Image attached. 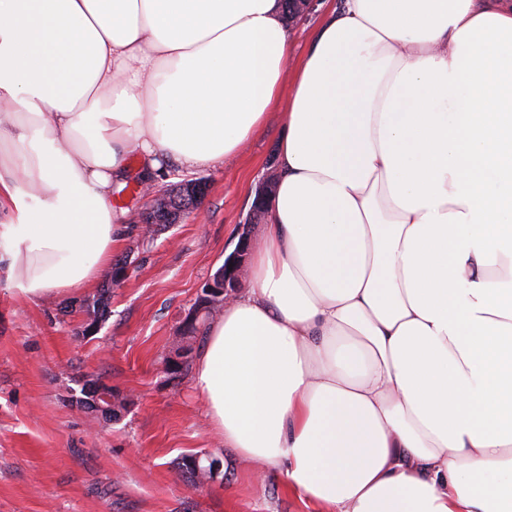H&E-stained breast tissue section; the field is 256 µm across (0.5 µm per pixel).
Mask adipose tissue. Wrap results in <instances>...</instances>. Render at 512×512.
I'll return each mask as SVG.
<instances>
[{
  "label": "adipose tissue",
  "mask_w": 512,
  "mask_h": 512,
  "mask_svg": "<svg viewBox=\"0 0 512 512\" xmlns=\"http://www.w3.org/2000/svg\"><path fill=\"white\" fill-rule=\"evenodd\" d=\"M0 0V289L77 294L112 205L235 158L285 102L248 286L196 386L326 512H512V0ZM290 18L285 9V18L288 24L303 17L309 8L310 0H289ZM341 0H312L310 8L305 17L291 25L292 31V53L289 58V69H291L309 48L314 32L326 15L333 8L338 7Z\"/></svg>",
  "instance_id": "ef3b65f1"
}]
</instances>
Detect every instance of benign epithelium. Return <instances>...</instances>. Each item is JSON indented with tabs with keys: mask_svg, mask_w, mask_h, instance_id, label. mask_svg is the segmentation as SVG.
Here are the masks:
<instances>
[{
	"mask_svg": "<svg viewBox=\"0 0 512 512\" xmlns=\"http://www.w3.org/2000/svg\"><path fill=\"white\" fill-rule=\"evenodd\" d=\"M275 187L274 178H268L256 192L253 200L250 215L254 216L264 212L266 201L272 194ZM146 196L150 198V207L141 215L143 224H152L158 215L161 207H170L171 202L179 203L180 208L188 205L200 204L205 193V183L200 180H186L176 190L157 189L153 186H146L143 189ZM252 247V240L246 233L240 236L235 251L224 261L212 277L202 286L201 292L191 312L184 318L179 329V335L189 338L194 335L196 321L200 314H215L220 311L224 302L228 299V289L237 287L244 279L246 272L245 260ZM129 272L127 262L123 261L112 267L108 277V287L119 288L123 285ZM124 406L123 399L110 390H100V398L91 401L90 407L105 415H113L120 412ZM186 466L195 471L198 480L205 482L217 474L220 463L216 460L210 461L208 467L200 466V459L189 457L185 460Z\"/></svg>",
	"mask_w": 512,
	"mask_h": 512,
	"instance_id": "benign-epithelium-1",
	"label": "benign epithelium"
}]
</instances>
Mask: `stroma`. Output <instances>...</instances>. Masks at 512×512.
I'll return each mask as SVG.
<instances>
[{
  "mask_svg": "<svg viewBox=\"0 0 512 512\" xmlns=\"http://www.w3.org/2000/svg\"><path fill=\"white\" fill-rule=\"evenodd\" d=\"M340 2L311 0L291 26L290 63ZM282 130L280 113H270L241 154L195 171L207 184L200 210L119 244L129 277L96 331L84 326L100 286L44 299L0 290V512H321L289 492L284 474L237 458L211 428L195 387L205 333L189 343L187 370L164 371L203 284L243 232L261 234L246 220ZM91 379L127 397L117 418L76 404ZM187 455L219 460L217 479L189 482L179 466Z\"/></svg>",
  "mask_w": 512,
  "mask_h": 512,
  "instance_id": "35a3bbf8",
  "label": "stroma"
}]
</instances>
